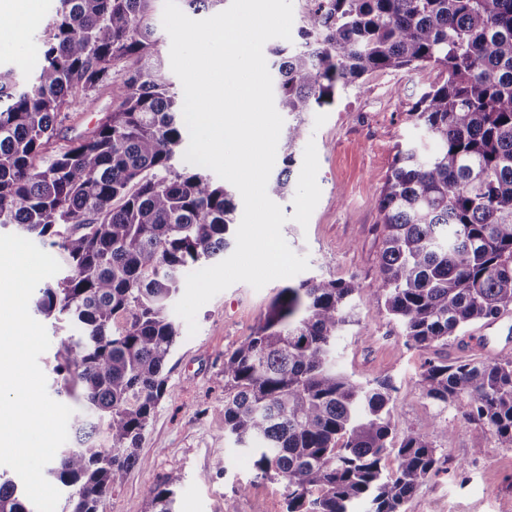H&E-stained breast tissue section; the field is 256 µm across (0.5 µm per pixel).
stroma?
<instances>
[{
    "instance_id": "1",
    "label": "stroma",
    "mask_w": 512,
    "mask_h": 512,
    "mask_svg": "<svg viewBox=\"0 0 512 512\" xmlns=\"http://www.w3.org/2000/svg\"><path fill=\"white\" fill-rule=\"evenodd\" d=\"M57 0H35L34 14L20 40L0 34V66L27 76L39 68L40 35ZM440 75L431 68L374 72L336 97L333 105L303 113L307 136L316 145L320 200L307 226L291 219L292 196L278 198L289 220L282 234L290 248L307 256V276L355 280V322L336 338V367L367 382L391 377L399 433L428 423L444 471L423 483L406 512H512V446L463 420L458 409L439 410L424 395L420 374L432 351L405 344L400 325L368 301L380 283L381 224L374 200L398 145L416 146L429 157L438 144L415 126L408 113ZM102 89L86 104L65 113L56 153L66 139L91 130L111 109ZM283 280L262 289L239 282L206 303L195 335L181 333L166 368V395L155 408L137 453L138 465L103 502L100 512H148L154 488L176 477L174 512H285L282 484L256 478L248 454L224 439V356L261 323ZM512 352V312L493 326L466 328L462 343H449L456 357Z\"/></svg>"
}]
</instances>
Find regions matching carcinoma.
Masks as SVG:
<instances>
[{
    "instance_id": "cac0c4a2",
    "label": "carcinoma",
    "mask_w": 512,
    "mask_h": 512,
    "mask_svg": "<svg viewBox=\"0 0 512 512\" xmlns=\"http://www.w3.org/2000/svg\"><path fill=\"white\" fill-rule=\"evenodd\" d=\"M153 2L58 0L33 82L0 69V230L57 249L66 274L38 289L34 307L76 330L54 373L57 394L82 411L44 470L66 492L63 512H99L140 463L179 337L170 303L185 272L229 247L237 220L231 190L174 167L183 122ZM298 37L273 50L278 110L296 116L370 72L443 75L410 112L438 152L398 147L375 199L381 283L370 301L406 345L435 350L420 375L426 398L512 446V356L447 352L468 325L512 309V0H309ZM101 88L115 92L112 112L46 157L62 112ZM294 163L287 153L271 194L288 189ZM357 291L317 277L281 288L224 355V439L283 483L286 512H354L360 501L405 512L440 472L430 434L394 440L391 377L362 384L336 369ZM173 484L154 489L152 512H173ZM0 512H33L18 482H0Z\"/></svg>"
}]
</instances>
